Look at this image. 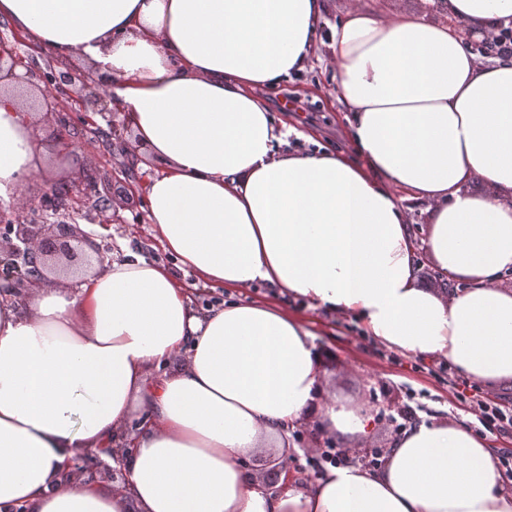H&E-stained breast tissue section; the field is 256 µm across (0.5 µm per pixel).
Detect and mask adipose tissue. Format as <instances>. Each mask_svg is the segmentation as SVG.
<instances>
[{
    "label": "adipose tissue",
    "instance_id": "adipose-tissue-1",
    "mask_svg": "<svg viewBox=\"0 0 512 512\" xmlns=\"http://www.w3.org/2000/svg\"><path fill=\"white\" fill-rule=\"evenodd\" d=\"M479 35L512 0H436ZM326 0H0V19L83 62L160 170L156 239L198 281L236 293L199 313L164 265L126 253L24 301L0 289V512H512L485 437L439 417L405 429L381 468L281 475L308 420L340 437L364 415L325 398L328 355L302 317L247 301L264 282L360 322L390 349L474 381L512 380V51L361 0L330 30L353 153L286 151L260 87L304 70ZM19 95L0 89V200L38 164ZM486 185L483 193L468 183ZM434 206L424 243L453 293L419 285L405 198ZM186 353L181 366L173 361ZM135 436H128L130 427ZM114 451L108 489L72 461Z\"/></svg>",
    "mask_w": 512,
    "mask_h": 512
}]
</instances>
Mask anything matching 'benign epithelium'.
I'll return each instance as SVG.
<instances>
[{"label": "benign epithelium", "instance_id": "7a95c632", "mask_svg": "<svg viewBox=\"0 0 512 512\" xmlns=\"http://www.w3.org/2000/svg\"><path fill=\"white\" fill-rule=\"evenodd\" d=\"M76 80L75 73L57 71L51 66L44 70L29 66L25 72L18 73L13 57L0 54V86L14 83L37 89L39 105L44 115L52 119L57 143L63 150L70 146V128L74 124V117L64 106V100L77 101L85 112L103 115L109 111L102 93L93 92L87 97L75 94ZM99 184L101 177L95 167L87 168L76 185L52 184L39 197L40 217L37 219L30 216L29 208L17 203L0 205V280H8L17 288L28 281L45 278L51 270V262L61 261L73 266L77 253L72 242L87 241L78 219L90 223L96 221L90 213L77 216L68 204L74 193H92L109 204L117 193L128 201L136 197L130 179L120 178L115 171L112 179L104 184L105 192H100Z\"/></svg>", "mask_w": 512, "mask_h": 512}]
</instances>
